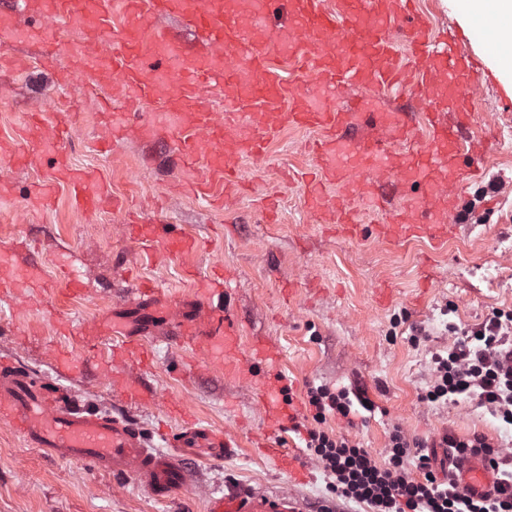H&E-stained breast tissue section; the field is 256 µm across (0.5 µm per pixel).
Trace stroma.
Returning a JSON list of instances; mask_svg holds the SVG:
<instances>
[{
	"label": "stroma",
	"instance_id": "obj_1",
	"mask_svg": "<svg viewBox=\"0 0 512 512\" xmlns=\"http://www.w3.org/2000/svg\"><path fill=\"white\" fill-rule=\"evenodd\" d=\"M78 40L77 28L66 23L34 22L7 47L26 70L0 68V253L10 255L15 270L36 264L43 271L33 300L22 288L0 293V350L49 381L57 379L61 359H68L80 372L61 380L63 386L103 411L120 410L108 367L124 337L108 333L94 344L84 329L106 326L116 316L135 334L148 324L164 326L181 301L194 297L195 281L215 268H231L228 313L242 342L279 346V370L299 406L296 425H285L272 442L296 451L308 477L295 481L253 448L266 422L246 382L193 345L157 337L147 342L150 367L134 361L125 366L156 396L154 404L131 409V421L162 447L157 427L167 405L177 402L223 428L232 451L221 460L186 452L191 483L158 499L129 479L26 447L0 422V512H204L209 491L234 486L294 494L303 512H334L336 498L322 465L305 446L311 429L360 443L380 462L396 427L408 439L428 442L448 432L461 438L481 433L512 451V428L476 403L423 399L432 355L453 341L449 327L469 330L492 310L512 309V251L503 248L512 239V87L485 70L472 120L490 133L489 171L460 194L458 222L437 251L425 241H382L374 230L379 218L368 211L353 239L309 213L304 186L293 175L313 164L305 149L316 137L312 130L283 127L264 160H242L249 191L221 210L178 191L185 177L175 144L179 132L151 101L140 106L151 135L130 138L114 154L95 150L106 120L99 108L106 90L92 85L88 71L73 69ZM340 96L349 106L376 100L415 126L423 124L425 106L416 93L353 88ZM33 114L47 125H70L72 137L60 149L73 167L102 171L110 194L126 199L142 220L170 224L200 241V249L166 255L159 242L129 236L123 214L78 211L69 185L55 178L52 154L30 168L11 166L7 157L20 146L16 128ZM41 182L54 185L47 211L29 205ZM139 279L166 289L165 302L132 305L130 290ZM317 386L364 395L374 409L350 422L333 413L316 420L307 391Z\"/></svg>",
	"mask_w": 512,
	"mask_h": 512
}]
</instances>
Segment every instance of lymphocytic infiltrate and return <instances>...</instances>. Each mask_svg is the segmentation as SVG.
<instances>
[{"mask_svg": "<svg viewBox=\"0 0 512 512\" xmlns=\"http://www.w3.org/2000/svg\"><path fill=\"white\" fill-rule=\"evenodd\" d=\"M431 371L428 402L470 398L512 425V310H494L474 330L458 333L446 354L432 356ZM440 445L455 460L483 456L502 475L494 492L464 494L457 482L439 477L428 454L412 453L410 441L398 429L389 436L382 462L358 444L323 431H309L306 441L337 500L366 504L370 512H512V456L477 433L466 439L447 433ZM412 454L421 471L417 478L407 471Z\"/></svg>", "mask_w": 512, "mask_h": 512, "instance_id": "obj_1", "label": "lymphocytic infiltrate"}]
</instances>
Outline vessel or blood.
<instances>
[{
	"instance_id": "b4317fda",
	"label": "vessel or blood",
	"mask_w": 512,
	"mask_h": 512,
	"mask_svg": "<svg viewBox=\"0 0 512 512\" xmlns=\"http://www.w3.org/2000/svg\"><path fill=\"white\" fill-rule=\"evenodd\" d=\"M293 22L271 28L268 18L274 0H16L14 11L0 15V43L8 44L21 17L36 15L62 20L79 28L83 41L74 55L78 66H91L96 82H111L121 74L125 84L112 102L124 110L130 126L142 118L140 100L162 101L175 127L192 131L178 141L186 159L204 157L202 173L191 174L192 193L208 202H221L236 192L240 158L263 159L266 142L284 124L316 128L322 133L314 151L316 170L306 183L309 212L332 216L337 233L354 237L360 215L355 201L374 205L378 179L392 177L423 186L422 196L411 198L391 223L379 225L380 239L403 243L428 240L433 247L447 241L454 200L481 169L455 162L461 149L485 140L488 133L471 128L472 89L478 70L462 53L453 32L435 35L416 9L417 0H289ZM175 15L201 35L195 53L188 54L162 32L152 31L156 16ZM281 47L314 75L320 87L341 89L415 88L419 94L461 117L460 123L441 122L438 113H426L423 129L408 126L397 112H343L334 103L299 91L268 75L269 50ZM223 95L228 111L207 110L204 96ZM365 119L385 132L383 143L343 141L338 132ZM67 127L41 129L30 139L20 128L23 158L41 156L48 143L63 139ZM55 164L70 181L77 206L87 214L103 207L98 176L70 168L64 153ZM336 187L326 195L324 184ZM441 200L434 213L423 214L427 199ZM138 236L160 242L170 254L187 255L193 238L164 232L159 224H140ZM179 340L219 351L225 365L250 379L260 397L269 432L280 430L294 413L284 400L286 383L277 370L278 349L262 344L244 349L237 330L221 306L195 305L180 316ZM0 421L8 423L31 448L62 460L88 461L102 473L133 480L157 498H168L186 483L181 465L186 449L198 448L219 458L231 448L223 431L186 422L168 435L167 450L148 447L145 438L125 416L114 415L80 402L70 389L44 391L31 385L28 373L12 359L0 361ZM463 487L479 492L495 485L492 472L479 458L469 457L459 467ZM288 494L269 495L240 489L208 498V512H300Z\"/></svg>"
}]
</instances>
